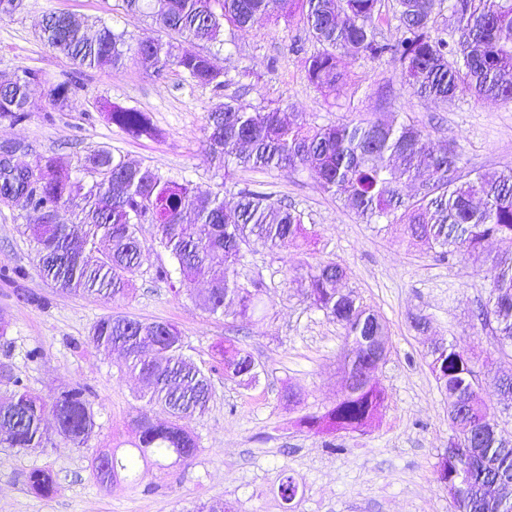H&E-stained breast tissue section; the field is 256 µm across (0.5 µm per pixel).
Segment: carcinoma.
Listing matches in <instances>:
<instances>
[{"label":"carcinoma","mask_w":512,"mask_h":512,"mask_svg":"<svg viewBox=\"0 0 512 512\" xmlns=\"http://www.w3.org/2000/svg\"><path fill=\"white\" fill-rule=\"evenodd\" d=\"M129 15L151 20L165 37L145 35L131 44L126 34L104 23L89 28L71 15L45 14L40 38L80 68L118 67L132 56L162 77L175 69L192 84L220 90L227 72L204 54L182 49L186 41L225 44L227 29H243L259 17L285 21L298 15L316 45L306 78L327 96L346 87V55L389 56L414 93L448 101L459 92L512 104V0H454L457 28L450 37L436 26L446 0H394L399 36L382 37V0H120ZM77 86L68 76L49 82L27 69L0 82V123L28 116L40 94L63 109ZM282 109L250 112L229 99L205 117V143L218 165L286 171L309 170L321 188L367 224H401L422 252L445 260L459 251L480 256L486 240L512 239V170L456 176L461 157L452 144L436 150L413 122L379 119L366 125L341 122L312 126ZM109 120L132 137H152L146 112L114 105ZM407 181L414 193L405 195ZM0 199L38 215L25 233L35 244L41 275L67 295L116 298L127 295L141 264L139 226L151 224L161 246L176 263L179 284L206 285L196 297L212 315L232 320L262 312V284L240 271L245 254L273 251L287 242L316 236L304 213L259 191L242 189L228 207L219 194L179 183L155 168L127 161L107 147L89 152L77 169L54 157L32 166L0 162ZM483 324L498 337V353L512 350V255L489 260ZM347 276L335 262H319L307 273L311 305L345 330L344 379L348 387L322 414H303L310 431L355 432L367 427L384 407L385 394L369 372L378 350L364 336H388L382 317L337 282ZM88 345L98 352L119 351L128 373L142 385L144 405L131 418L134 440L121 452L98 453L92 468L98 483L136 484L140 471L169 470L192 463L198 442L181 421L203 414L211 397L210 378L183 353L176 326L112 315L97 321ZM425 357L448 396L452 435L441 458L440 481L455 489L454 512H512V439L503 435L497 407L483 396L477 361L459 344L443 339L427 346ZM218 363L224 376L254 380L258 364L232 340L224 341ZM0 400V444L21 450L43 447L45 414L52 415L61 439L76 447L95 432V414L80 387L46 401L20 377ZM498 403L512 405V370L494 382ZM166 419L157 418V413ZM31 490L51 496L58 483L51 471L27 475Z\"/></svg>","instance_id":"1"}]
</instances>
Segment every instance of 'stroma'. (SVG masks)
<instances>
[{"mask_svg":"<svg viewBox=\"0 0 512 512\" xmlns=\"http://www.w3.org/2000/svg\"><path fill=\"white\" fill-rule=\"evenodd\" d=\"M47 11L105 22L132 42L151 31L149 21L128 16L118 0H25L20 14L0 21V78L32 69L50 81L69 75L78 86L64 111L52 110L39 96L23 122L0 124V140L26 146L18 163L53 156L73 165L86 151L106 146L176 181L218 192L229 203L244 188L271 194L301 210L317 237L247 256V273L263 282L266 315L231 326L203 311L188 292L174 294L157 279V269H173L174 262L149 224L139 231L141 265L128 296L60 293L41 277L24 232L32 216L0 201V315L9 322V348L0 349V360L44 399L84 388L97 423L80 449L55 435L36 450L0 447V512H193L197 504L218 499L233 512H451L438 479L452 434L448 399L427 365L424 344L430 336L457 341L474 356L483 382L492 381L502 367L497 340L476 318L487 297L486 266L464 252L437 260L411 246L401 226L363 223L304 168L217 167L204 145L205 116L234 97L251 111L278 106L285 116L298 114L316 125L410 118L435 148L458 145L464 176L474 169H512V105L466 92L446 103L421 97L402 83L397 63L386 56L345 57L348 87L340 96H324L306 79L314 46L296 18H261L226 34L224 45L194 44L219 67L247 71V78L219 92L189 85L175 70L155 77L132 58L117 68L79 70L40 41L38 22ZM104 101L149 113L161 137H128L106 121ZM320 261L346 268L339 290L377 311L389 334L387 360L376 374L385 392L379 421L332 438L294 426V414L280 400L283 387L291 385L303 396L297 412H321L342 391L344 330L311 308L305 294L306 267ZM29 293L40 295L42 305L23 302ZM112 314L176 325L185 354L209 370L213 397L204 415L182 422L199 443L190 466L147 469L139 485L121 482L107 491L93 475L92 459L131 439L128 421L140 405V385L123 356L86 344L93 323ZM418 315L428 317L427 332L412 328ZM228 337L259 363L255 381L231 380L216 370V348ZM37 468L55 475L59 490L53 496L28 487L26 476ZM288 474L302 482L289 504L278 495Z\"/></svg>","mask_w":512,"mask_h":512,"instance_id":"stroma-1","label":"stroma"}]
</instances>
